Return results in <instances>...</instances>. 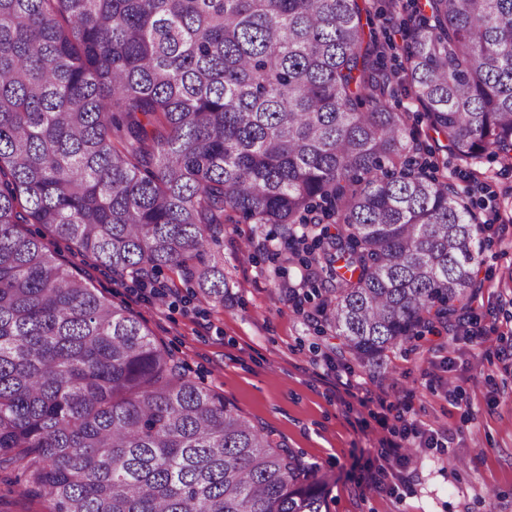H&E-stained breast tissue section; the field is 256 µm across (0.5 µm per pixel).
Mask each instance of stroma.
Here are the masks:
<instances>
[{"mask_svg": "<svg viewBox=\"0 0 512 512\" xmlns=\"http://www.w3.org/2000/svg\"><path fill=\"white\" fill-rule=\"evenodd\" d=\"M410 14L372 16L391 102L409 112L420 156L447 164L449 181L493 223L479 236L471 317L454 331L434 327L390 349L385 370L364 367L324 325L321 299L287 246L232 212L220 303L175 269L154 277L165 299L147 301L143 283L108 274L67 242L58 247L65 269L130 308L190 378L324 475L328 512H512V169L489 155L467 165L438 150L401 68ZM390 441L402 443L408 464L370 489L371 463ZM52 507L29 492L21 464H0V512Z\"/></svg>", "mask_w": 512, "mask_h": 512, "instance_id": "obj_1", "label": "stroma"}]
</instances>
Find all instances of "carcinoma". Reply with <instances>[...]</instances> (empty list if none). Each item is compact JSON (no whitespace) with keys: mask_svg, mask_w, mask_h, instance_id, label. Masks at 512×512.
<instances>
[{"mask_svg":"<svg viewBox=\"0 0 512 512\" xmlns=\"http://www.w3.org/2000/svg\"><path fill=\"white\" fill-rule=\"evenodd\" d=\"M373 8L0 0V463L54 512H325L326 482L26 224L219 302L224 213L270 224L371 367L465 315L480 221L414 159ZM416 9L404 72L434 141L512 168V0Z\"/></svg>","mask_w":512,"mask_h":512,"instance_id":"cac0c4a2","label":"carcinoma"}]
</instances>
